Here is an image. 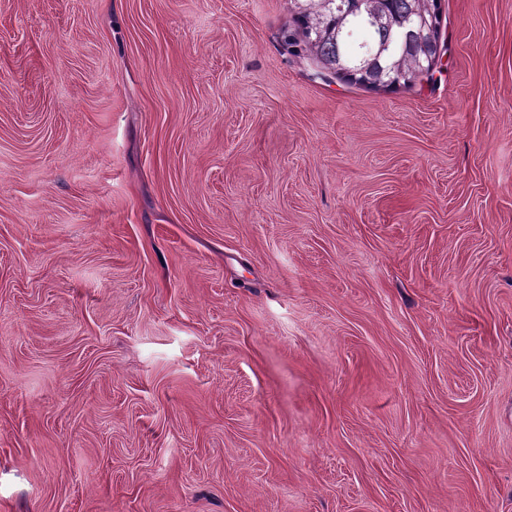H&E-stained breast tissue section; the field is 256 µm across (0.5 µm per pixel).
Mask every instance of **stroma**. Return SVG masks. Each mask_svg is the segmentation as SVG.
Listing matches in <instances>:
<instances>
[{"label": "stroma", "instance_id": "stroma-1", "mask_svg": "<svg viewBox=\"0 0 512 512\" xmlns=\"http://www.w3.org/2000/svg\"><path fill=\"white\" fill-rule=\"evenodd\" d=\"M373 91L289 0H0V512H512V0Z\"/></svg>", "mask_w": 512, "mask_h": 512}]
</instances>
